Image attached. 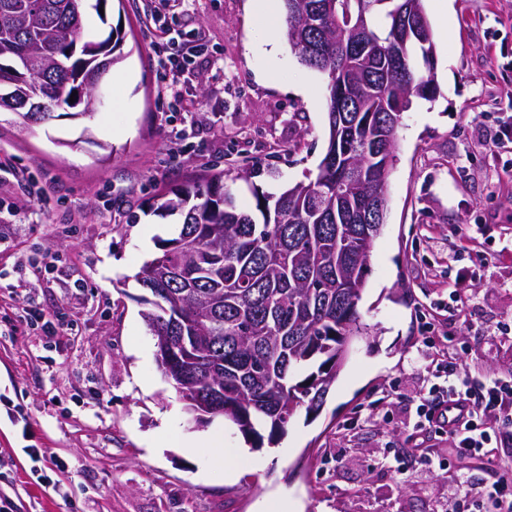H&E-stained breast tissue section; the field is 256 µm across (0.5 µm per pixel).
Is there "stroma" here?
<instances>
[{"instance_id": "obj_1", "label": "stroma", "mask_w": 512, "mask_h": 512, "mask_svg": "<svg viewBox=\"0 0 512 512\" xmlns=\"http://www.w3.org/2000/svg\"><path fill=\"white\" fill-rule=\"evenodd\" d=\"M424 0L436 48L433 100L402 116L386 188L385 224L372 249L359 312L368 333L315 415L298 412L275 446L251 448L218 417L195 424L158 370L135 275L173 237L176 217L154 196L213 168L251 172L275 192L315 179L328 143V78L301 65L254 0H180L165 33L180 58L182 94L164 104L161 69L146 26L159 0H110L102 34L120 27L124 58L101 80L89 117L25 126L0 112V497L14 512H450L461 476L481 486L512 461L412 463L417 397L428 375L427 324L462 372L512 378V148L486 141L512 116V0ZM197 43L185 55L188 43ZM274 43L267 58L259 46ZM41 276H33L34 268ZM460 294V312L448 313ZM35 307L61 324L50 337L19 322ZM199 439L163 443L167 424ZM239 449L234 478L209 470L212 444ZM60 457L55 487L35 462Z\"/></svg>"}]
</instances>
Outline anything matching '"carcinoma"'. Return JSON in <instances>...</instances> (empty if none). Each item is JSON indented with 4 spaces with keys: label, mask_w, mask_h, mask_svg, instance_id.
I'll return each mask as SVG.
<instances>
[{
    "label": "carcinoma",
    "mask_w": 512,
    "mask_h": 512,
    "mask_svg": "<svg viewBox=\"0 0 512 512\" xmlns=\"http://www.w3.org/2000/svg\"><path fill=\"white\" fill-rule=\"evenodd\" d=\"M108 0H0V112L41 122L37 102L91 116L96 83L121 58L124 35L85 32L87 15ZM283 0L284 36L298 61L328 77V146L315 180L280 194L254 185L255 210L241 209L224 171L162 191L155 211L178 216L176 236L136 274L151 297L143 316L153 335L170 336L183 391L221 399L218 415L253 448L284 434L294 414L288 401L320 411L346 359L340 337L361 336L358 304L379 230L356 221L360 206L381 202L393 166L396 127L376 115L394 102L432 94L434 43H407L403 55L374 58L373 45L395 37L396 0ZM365 11L367 29L351 33L337 18ZM77 95H72V92ZM361 109L336 138L339 105Z\"/></svg>",
    "instance_id": "cac0c4a2"
}]
</instances>
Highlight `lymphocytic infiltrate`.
<instances>
[{"label": "lymphocytic infiltrate", "instance_id": "1", "mask_svg": "<svg viewBox=\"0 0 512 512\" xmlns=\"http://www.w3.org/2000/svg\"><path fill=\"white\" fill-rule=\"evenodd\" d=\"M423 345L433 354L432 369L417 407L414 439L448 435L454 454L472 459L486 457L495 444L512 446V379L470 383L435 337H424ZM453 512H512V474L500 473L476 492L460 490Z\"/></svg>", "mask_w": 512, "mask_h": 512}]
</instances>
